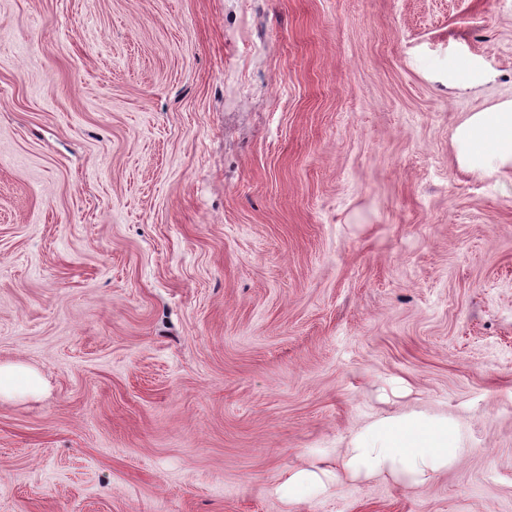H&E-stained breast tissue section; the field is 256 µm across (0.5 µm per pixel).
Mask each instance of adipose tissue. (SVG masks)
Here are the masks:
<instances>
[{
	"label": "adipose tissue",
	"mask_w": 512,
	"mask_h": 512,
	"mask_svg": "<svg viewBox=\"0 0 512 512\" xmlns=\"http://www.w3.org/2000/svg\"><path fill=\"white\" fill-rule=\"evenodd\" d=\"M453 143L463 166L491 171L512 166V100L470 113ZM462 452L453 418L412 409L376 416L353 433L342 466L356 480L386 476L421 485L455 466Z\"/></svg>",
	"instance_id": "obj_1"
}]
</instances>
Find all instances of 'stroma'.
<instances>
[{"instance_id":"obj_1","label":"stroma","mask_w":512,"mask_h":512,"mask_svg":"<svg viewBox=\"0 0 512 512\" xmlns=\"http://www.w3.org/2000/svg\"><path fill=\"white\" fill-rule=\"evenodd\" d=\"M511 98L512 0H0V512H512ZM412 407L448 474L284 496ZM491 79L482 62L474 57H461L456 66L448 71V86L473 88L487 83ZM453 143L465 167L495 171L512 166V100L470 113L456 128ZM330 472L319 468L296 466L288 471V486L284 489L289 502L300 499L311 487L325 486L330 481Z\"/></svg>"}]
</instances>
